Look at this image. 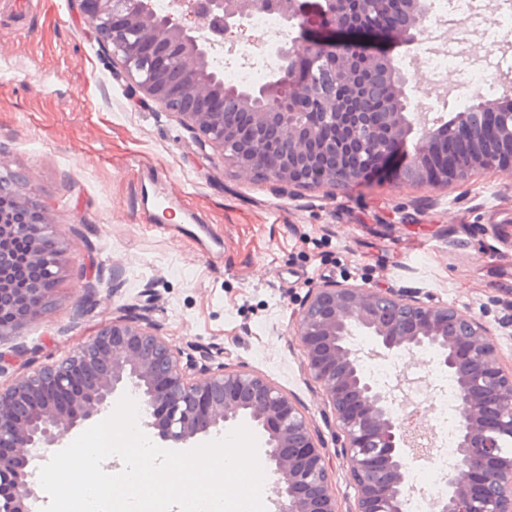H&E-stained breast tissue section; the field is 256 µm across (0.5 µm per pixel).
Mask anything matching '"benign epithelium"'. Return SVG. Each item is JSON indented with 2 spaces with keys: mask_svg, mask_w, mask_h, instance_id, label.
Returning <instances> with one entry per match:
<instances>
[{
  "mask_svg": "<svg viewBox=\"0 0 512 512\" xmlns=\"http://www.w3.org/2000/svg\"><path fill=\"white\" fill-rule=\"evenodd\" d=\"M99 51L119 64L139 102L153 101L197 134L200 148L218 149L246 174L281 191L336 188L367 172L368 157L385 172L417 187L445 189L482 172L512 168V112L491 125L461 129L457 114L394 112L375 127L355 110L363 94L360 69L401 90L408 80L384 53L336 41L357 29L394 32L393 11L409 13L407 33L420 42L429 8L423 0H355L356 21L346 22L340 0H320L321 28L311 31L305 0H173L158 16L153 0H78ZM279 12L297 35L265 45L278 62L266 94L287 89L302 112H271L253 96L229 108L224 82H199L200 67L216 47L245 32L253 13ZM415 152L401 161L409 135ZM277 154L275 166L267 164ZM22 173L0 174V341L19 335L51 302L71 244L50 222L35 193L18 186ZM294 335L305 368L334 413L337 455L356 495L349 512H406L409 474L434 448L399 413L396 391L363 370L365 360L429 351L458 389L456 461L433 512H512V369L503 367L488 327L453 304H429L419 292L327 282L309 289L294 311ZM355 336L372 339L359 350ZM172 345L159 330L133 318L114 319L66 358L0 384V512H35L39 463L74 430L101 415L117 392L141 402L143 426L164 442L189 445L242 424L261 436L274 465L276 512H339L332 467L318 431L269 379L239 369L213 370Z\"/></svg>",
  "mask_w": 512,
  "mask_h": 512,
  "instance_id": "1",
  "label": "benign epithelium"
}]
</instances>
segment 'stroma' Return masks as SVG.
<instances>
[{
    "instance_id": "1",
    "label": "stroma",
    "mask_w": 512,
    "mask_h": 512,
    "mask_svg": "<svg viewBox=\"0 0 512 512\" xmlns=\"http://www.w3.org/2000/svg\"><path fill=\"white\" fill-rule=\"evenodd\" d=\"M484 0L457 22L491 85L512 97V42L483 44L500 10ZM76 0H39L17 32L0 11V172H25L73 242L52 304L0 342V382L61 359L113 319L134 312L185 353L261 374L287 392L332 455V489L348 512L355 489L336 458L332 407L304 370L291 326L309 288L330 281L417 290L482 316L512 364V170L445 190L373 175L333 190L279 191L273 182L199 150L191 130L159 105L138 108L112 61L97 52ZM151 169L183 194L213 241L141 223L137 172ZM95 281L94 305L78 304Z\"/></svg>"
}]
</instances>
